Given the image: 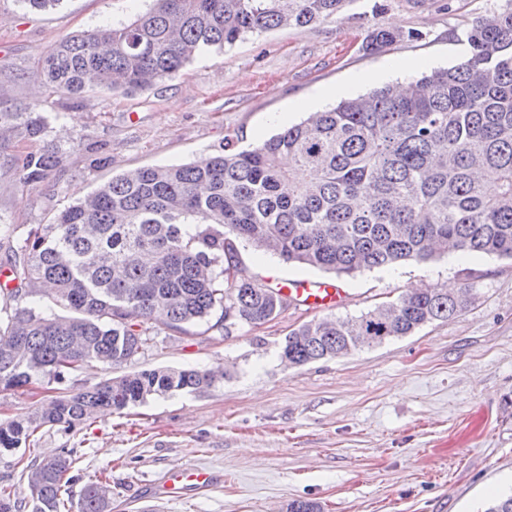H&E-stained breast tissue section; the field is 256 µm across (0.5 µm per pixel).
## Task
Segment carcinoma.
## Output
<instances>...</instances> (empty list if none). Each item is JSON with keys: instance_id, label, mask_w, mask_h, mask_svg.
<instances>
[{"instance_id": "1", "label": "carcinoma", "mask_w": 512, "mask_h": 512, "mask_svg": "<svg viewBox=\"0 0 512 512\" xmlns=\"http://www.w3.org/2000/svg\"><path fill=\"white\" fill-rule=\"evenodd\" d=\"M346 0H155L119 25L67 36L36 63L56 92L148 91L212 49L286 26L336 16ZM401 34L376 27L367 47ZM464 63L434 69L401 92L394 85L314 112L262 144L227 140L184 165L145 166L99 184L51 224L0 225L13 287L0 291V392L42 378L57 383L92 362L128 364L151 341L155 311L168 325L207 323L224 335L274 318L288 298L243 275L250 245L287 263L338 276L482 252L512 259V0L465 33ZM37 107L0 109V131L27 150L3 160L36 187L66 151L47 141ZM288 156L293 166H280ZM470 286L417 289L358 318H323L293 330L280 357L290 367L347 355L461 311ZM48 297L66 314L45 312ZM222 375L144 369L0 420V456L43 427L70 431L95 414H121L155 395L195 392ZM74 450L30 467V497L0 485V512H62ZM112 491L91 482L78 512H105Z\"/></svg>"}]
</instances>
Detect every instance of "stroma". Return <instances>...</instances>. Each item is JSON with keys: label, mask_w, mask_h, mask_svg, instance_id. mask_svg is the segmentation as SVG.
<instances>
[{"label": "stroma", "mask_w": 512, "mask_h": 512, "mask_svg": "<svg viewBox=\"0 0 512 512\" xmlns=\"http://www.w3.org/2000/svg\"><path fill=\"white\" fill-rule=\"evenodd\" d=\"M383 4L375 13V4ZM502 0H348L336 18L248 36L204 54L147 92L50 95L33 73L59 39L127 21L151 0H62L27 10L0 0V104L47 112L49 142L69 148L64 167L35 188L0 168V222L48 224L112 175L184 164L224 139L256 146L339 101L407 84L463 62V30ZM377 26L400 32L382 50L366 47ZM100 146L108 166H90L75 137ZM257 283H330L333 307L288 304L274 319L232 334L205 325L149 321L151 343L128 371L222 367L223 379L195 392L154 396L124 414L71 431H43L0 461V483L26 492L29 467L76 450L77 486L110 477V512H288L295 500L322 512H484L512 494V260L472 252L336 276L242 248ZM471 286L452 319L349 355L286 368L288 334L322 318L360 316L413 288ZM84 366L63 383L0 392V418L33 412L61 393L115 376ZM207 467L218 480L180 496L158 487L173 469Z\"/></svg>", "instance_id": "stroma-1"}]
</instances>
